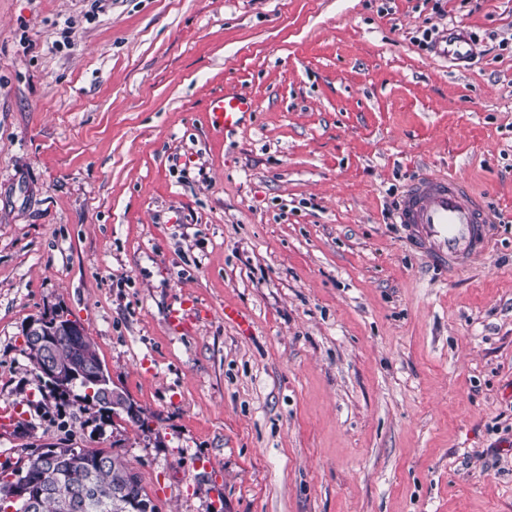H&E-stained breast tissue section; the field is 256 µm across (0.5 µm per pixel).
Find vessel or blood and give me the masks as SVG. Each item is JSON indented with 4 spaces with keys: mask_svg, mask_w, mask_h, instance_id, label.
I'll return each mask as SVG.
<instances>
[{
    "mask_svg": "<svg viewBox=\"0 0 512 512\" xmlns=\"http://www.w3.org/2000/svg\"><path fill=\"white\" fill-rule=\"evenodd\" d=\"M210 108L216 123L233 129L253 111L254 102L246 95L227 93L214 98ZM395 217L405 228L409 248L447 272L471 266L491 246L493 216L458 176H419L400 197Z\"/></svg>",
    "mask_w": 512,
    "mask_h": 512,
    "instance_id": "vessel-or-blood-1",
    "label": "vessel or blood"
}]
</instances>
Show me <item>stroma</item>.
Segmentation results:
<instances>
[{
	"instance_id": "obj_1",
	"label": "stroma",
	"mask_w": 512,
	"mask_h": 512,
	"mask_svg": "<svg viewBox=\"0 0 512 512\" xmlns=\"http://www.w3.org/2000/svg\"><path fill=\"white\" fill-rule=\"evenodd\" d=\"M425 172L496 217L464 271L393 221ZM57 314L144 427L52 396ZM5 405L1 471L101 448L160 512H512V0H0ZM215 122L224 129H233L241 124L243 116L254 109V101L246 95L227 93L214 98L210 103ZM69 320H61L64 323L57 331H50L39 320L33 321L26 331V353L29 359L33 362L35 368L40 372L41 355L39 349L32 346L31 339L38 341L42 346V353L44 359L41 368L59 381L62 385H67L69 382L80 377L79 373L75 370L74 366L62 363L55 357H59L61 361L72 363L74 361H82L87 364L94 365L96 362H101L96 349L88 336L84 334V329L80 326L78 329L80 335L75 339L71 338V334L75 328L72 324L65 323ZM56 336V337H54ZM61 337L58 341V337ZM57 342V344H56ZM56 346V347H55Z\"/></svg>"
}]
</instances>
